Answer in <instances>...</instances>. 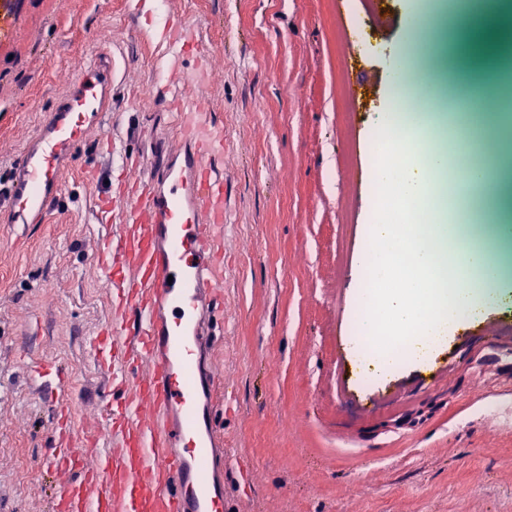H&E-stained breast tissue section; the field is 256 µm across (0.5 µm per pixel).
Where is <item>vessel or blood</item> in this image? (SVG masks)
I'll list each match as a JSON object with an SVG mask.
<instances>
[{"mask_svg":"<svg viewBox=\"0 0 512 512\" xmlns=\"http://www.w3.org/2000/svg\"><path fill=\"white\" fill-rule=\"evenodd\" d=\"M167 68L181 71L161 100L171 122L149 176L125 197L95 195L107 227L97 253L117 316L89 342L95 364L126 396L101 414L110 440L79 434L69 414L68 376L31 361L30 381L57 413L43 460L61 477L52 512H226L223 406L212 363L224 333V129L196 91L212 75L184 59L198 46L182 22L163 25ZM112 110V59L99 54L50 111L0 182V222L41 224L62 191V174L90 128Z\"/></svg>","mask_w":512,"mask_h":512,"instance_id":"vessel-or-blood-1","label":"vessel or blood"}]
</instances>
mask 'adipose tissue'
<instances>
[{"instance_id":"1","label":"adipose tissue","mask_w":512,"mask_h":512,"mask_svg":"<svg viewBox=\"0 0 512 512\" xmlns=\"http://www.w3.org/2000/svg\"><path fill=\"white\" fill-rule=\"evenodd\" d=\"M378 130L388 147L372 168L376 191L384 196L374 208L367 228L369 247L359 280V337L369 336L376 318H383L390 335L423 336L443 330L460 313L482 309L500 293L502 281L512 278V261L488 243L461 242L446 211L426 209L437 187V175L448 168L447 150L429 152L424 164H411L418 137L429 133L443 140L438 115L427 108L398 113L388 106ZM418 215L430 213L426 224H397L396 208ZM456 249H449V242Z\"/></svg>"}]
</instances>
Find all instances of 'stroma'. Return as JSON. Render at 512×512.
Instances as JSON below:
<instances>
[{"instance_id":"obj_1","label":"stroma","mask_w":512,"mask_h":512,"mask_svg":"<svg viewBox=\"0 0 512 512\" xmlns=\"http://www.w3.org/2000/svg\"><path fill=\"white\" fill-rule=\"evenodd\" d=\"M364 30L345 69L338 0H5L0 40V177L89 62L112 52V118L88 131L43 224L0 223V512H48L42 460L55 413L27 359L62 364L79 428L102 429L119 399L88 351L110 295L93 191L120 190L110 134L159 157L168 116L159 25L193 24L209 57L201 88L224 127V334L213 361L226 385L224 496L229 512H512V283L484 315L448 326L415 367L374 375L354 345V289L376 204L361 180L379 140L376 117L409 35L404 0ZM112 29L108 44L96 29ZM512 16L484 29L434 18L436 74L453 82L447 118L482 159L499 67L486 50Z\"/></svg>"}]
</instances>
